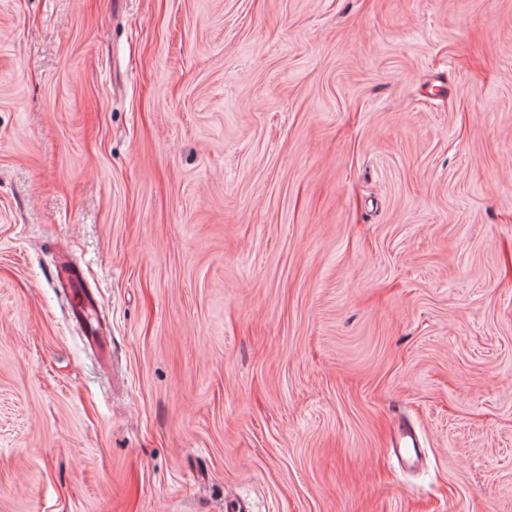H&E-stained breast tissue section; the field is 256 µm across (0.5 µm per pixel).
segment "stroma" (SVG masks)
<instances>
[{
    "mask_svg": "<svg viewBox=\"0 0 512 512\" xmlns=\"http://www.w3.org/2000/svg\"><path fill=\"white\" fill-rule=\"evenodd\" d=\"M240 504L512 512V0H0V512ZM417 437L414 428L400 421L394 431L391 447L400 467H410L420 460Z\"/></svg>",
    "mask_w": 512,
    "mask_h": 512,
    "instance_id": "stroma-1",
    "label": "stroma"
}]
</instances>
